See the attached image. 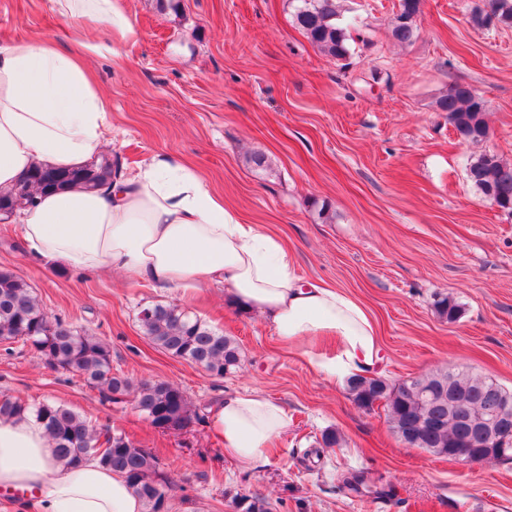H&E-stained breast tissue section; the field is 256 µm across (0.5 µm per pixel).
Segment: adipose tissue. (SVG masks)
Instances as JSON below:
<instances>
[{
  "mask_svg": "<svg viewBox=\"0 0 512 512\" xmlns=\"http://www.w3.org/2000/svg\"><path fill=\"white\" fill-rule=\"evenodd\" d=\"M84 31L105 26L123 41L137 32L122 0H51ZM80 41L0 43V191L30 169L83 168L106 144L110 100L84 57L101 52ZM33 256L78 272L109 273L182 292L223 283L230 302L261 313L281 340H307L311 364L338 380L373 373L381 344L368 309L345 291L302 281L283 243L244 223L198 173L155 155L102 191L78 186L38 195L18 217ZM335 341L320 351V339ZM290 426L287 410L252 390L224 396L207 427L227 457L246 469L265 463L273 439ZM24 494L32 512H144L125 479L86 458L57 463L42 422L30 414L0 419V492Z\"/></svg>",
  "mask_w": 512,
  "mask_h": 512,
  "instance_id": "adipose-tissue-1",
  "label": "adipose tissue"
}]
</instances>
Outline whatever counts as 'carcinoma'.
<instances>
[{
    "label": "carcinoma",
    "instance_id": "cac0c4a2",
    "mask_svg": "<svg viewBox=\"0 0 512 512\" xmlns=\"http://www.w3.org/2000/svg\"><path fill=\"white\" fill-rule=\"evenodd\" d=\"M294 18L310 42L336 61L350 57L347 28L340 19V0H295ZM403 22H390L391 34L400 44H409L417 36L416 18L420 0H399ZM471 22L477 27L499 24L512 27V0H486L475 9ZM436 107L448 113V122L463 140L478 144L487 139V102L470 85L457 82L438 98ZM119 162L104 159L76 171L61 172L36 167L8 192L0 193V214L6 217L31 204L42 192L66 184L95 189L120 175ZM467 175L481 198L502 210L512 212V163L494 153L485 152L471 160ZM437 315L453 323L461 308L450 296L434 303ZM142 332L162 352L184 360H201L213 376L238 366L239 346L234 338L215 331L198 318H192L174 304H153L139 312ZM21 340L31 343L43 364L82 379L99 390L102 400L118 403L134 394L136 408L153 426L169 416L177 419L176 430H184L203 420L186 393L165 380H143L138 384L112 373L108 345L86 329L48 316L39 306L28 282L11 269L0 268V342ZM448 380V388L465 395L469 414L474 419L491 415L500 406L495 390L512 402V393L487 377L463 372L436 370L411 376L397 383L380 377L357 376L347 383L355 395V404L371 411L383 407L392 432L411 448L449 457V449L461 443L480 441L478 430L458 424L448 411V399L438 392L422 399L411 386ZM33 414L41 420L52 439L56 461L63 465L80 462L87 456L121 474L145 505V512H167L169 482L158 457L149 448L138 446L122 432L99 429L87 418L65 405L42 403L31 408L17 397H0V418ZM478 461H511L512 442L492 451L477 448ZM343 486L351 494L373 492L363 471H351L343 477Z\"/></svg>",
    "mask_w": 512,
    "mask_h": 512
}]
</instances>
